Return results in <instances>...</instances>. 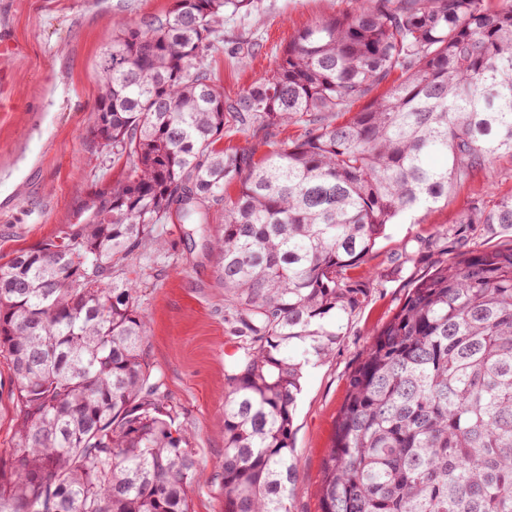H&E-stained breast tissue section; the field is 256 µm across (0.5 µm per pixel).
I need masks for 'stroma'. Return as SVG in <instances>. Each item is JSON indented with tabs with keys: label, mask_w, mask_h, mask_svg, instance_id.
I'll return each instance as SVG.
<instances>
[{
	"label": "stroma",
	"mask_w": 512,
	"mask_h": 512,
	"mask_svg": "<svg viewBox=\"0 0 512 512\" xmlns=\"http://www.w3.org/2000/svg\"><path fill=\"white\" fill-rule=\"evenodd\" d=\"M173 0H0V267L15 254L85 223L121 167L93 134L100 58L120 22L167 13ZM261 14L225 21L210 69L225 94L264 76L298 32L348 9L350 0H260ZM254 45L238 55L242 41ZM512 197V156L456 186L447 200L390 225L364 269L373 291L366 306L340 319V340L326 359L303 372L294 418L297 469L290 512H322L323 459L347 394V378L374 332L390 319L409 284L427 272L456 238L449 229L474 202ZM203 232L162 224L163 249L136 260L143 273L139 307L149 325L146 352L164 377L166 404L192 436L201 461L189 493L191 512H224L217 465L224 455V368L234 351L224 319V287Z\"/></svg>",
	"instance_id": "35a3bbf8"
}]
</instances>
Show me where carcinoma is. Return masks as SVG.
Returning a JSON list of instances; mask_svg holds the SVG:
<instances>
[{
	"label": "carcinoma",
	"instance_id": "obj_1",
	"mask_svg": "<svg viewBox=\"0 0 512 512\" xmlns=\"http://www.w3.org/2000/svg\"><path fill=\"white\" fill-rule=\"evenodd\" d=\"M256 10L175 0L103 53L94 133L123 179L87 223L0 268L16 407L0 512H190L199 459L146 358L134 259L165 248L155 225L212 209L246 337L224 395V512H290L303 369L371 296L353 271L388 225L512 154V0H352L226 97L217 33ZM229 122L306 132L258 157L217 147ZM455 224L512 226V199ZM319 496L322 512H512V243L456 250L412 281L349 374Z\"/></svg>",
	"mask_w": 512,
	"mask_h": 512
}]
</instances>
